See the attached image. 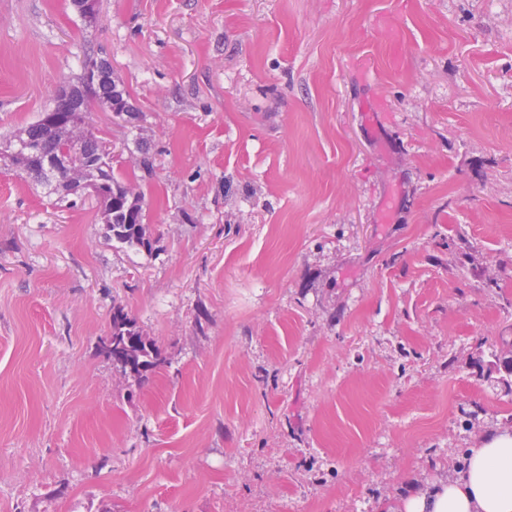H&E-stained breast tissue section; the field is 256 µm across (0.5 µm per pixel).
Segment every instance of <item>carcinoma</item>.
I'll use <instances>...</instances> for the list:
<instances>
[{
    "label": "carcinoma",
    "instance_id": "carcinoma-1",
    "mask_svg": "<svg viewBox=\"0 0 512 512\" xmlns=\"http://www.w3.org/2000/svg\"><path fill=\"white\" fill-rule=\"evenodd\" d=\"M100 56V51L84 54L73 87L55 97L52 107L36 120L5 139L0 151L11 160L0 156V161L61 197L96 188L94 197L102 210L107 238L149 252L152 243L144 233V197L112 172L110 152L93 125L92 113L105 111L108 100L118 103L123 95L113 72L100 77L90 68V62ZM122 107L128 121L139 119L132 103L125 101ZM99 351L113 369L137 377L163 363L156 344L142 335L120 306L112 310V331L100 339Z\"/></svg>",
    "mask_w": 512,
    "mask_h": 512
}]
</instances>
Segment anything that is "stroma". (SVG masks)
I'll use <instances>...</instances> for the list:
<instances>
[{
    "label": "stroma",
    "instance_id": "1",
    "mask_svg": "<svg viewBox=\"0 0 512 512\" xmlns=\"http://www.w3.org/2000/svg\"><path fill=\"white\" fill-rule=\"evenodd\" d=\"M97 45L154 251L0 165V512H379L512 428V0H0V135ZM99 351L113 369L137 377L163 363L156 344L142 335L120 306L112 310V331L100 339Z\"/></svg>",
    "mask_w": 512,
    "mask_h": 512
}]
</instances>
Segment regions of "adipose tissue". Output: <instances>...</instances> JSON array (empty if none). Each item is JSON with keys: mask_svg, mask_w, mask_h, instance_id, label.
I'll return each instance as SVG.
<instances>
[{"mask_svg": "<svg viewBox=\"0 0 512 512\" xmlns=\"http://www.w3.org/2000/svg\"><path fill=\"white\" fill-rule=\"evenodd\" d=\"M388 512H512V431L487 435L457 476L399 499Z\"/></svg>", "mask_w": 512, "mask_h": 512, "instance_id": "1", "label": "adipose tissue"}]
</instances>
